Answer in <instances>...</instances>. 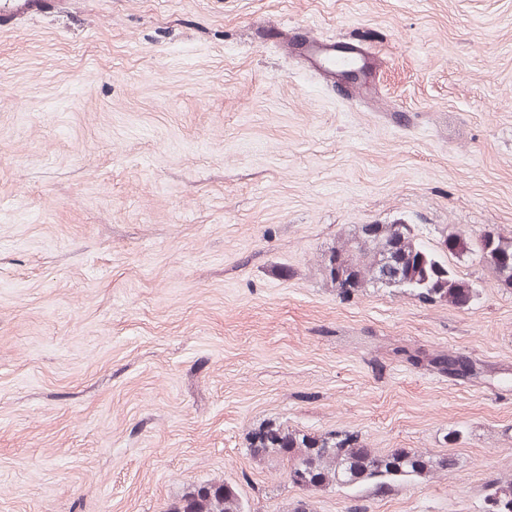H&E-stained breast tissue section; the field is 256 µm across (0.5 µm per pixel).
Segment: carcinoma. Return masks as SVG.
<instances>
[{"instance_id":"cac0c4a2","label":"carcinoma","mask_w":512,"mask_h":512,"mask_svg":"<svg viewBox=\"0 0 512 512\" xmlns=\"http://www.w3.org/2000/svg\"><path fill=\"white\" fill-rule=\"evenodd\" d=\"M442 245L441 253L427 247L406 224H365L358 237L330 251L325 269L346 296L371 283L464 308L476 299L478 289L458 279L444 258L447 252L461 253L489 266L501 284L512 287V238L505 239L493 230L474 238L450 233ZM249 448L255 458L285 463L288 479L302 488L369 485L379 492L396 479L425 477L453 466L446 455L405 448L377 453L354 431L311 434L276 422L252 431ZM487 502V512H512V482L499 484L487 495ZM170 512H242V507L233 488L206 482L185 491Z\"/></svg>"}]
</instances>
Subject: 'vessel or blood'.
Segmentation results:
<instances>
[{
    "label": "vessel or blood",
    "mask_w": 512,
    "mask_h": 512,
    "mask_svg": "<svg viewBox=\"0 0 512 512\" xmlns=\"http://www.w3.org/2000/svg\"><path fill=\"white\" fill-rule=\"evenodd\" d=\"M65 0H0V32L11 31L24 17L60 12ZM295 56L332 79L334 85L350 87L366 95L372 87L375 61L370 52L348 40H324L303 33L292 48Z\"/></svg>",
    "instance_id": "1"
}]
</instances>
